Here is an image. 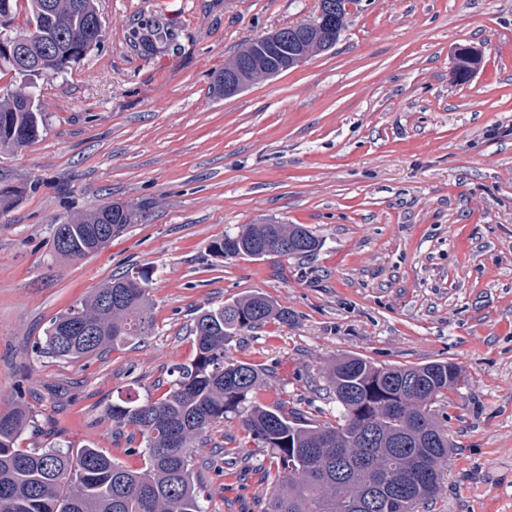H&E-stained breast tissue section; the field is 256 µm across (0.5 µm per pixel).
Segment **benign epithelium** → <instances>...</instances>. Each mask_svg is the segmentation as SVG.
Here are the masks:
<instances>
[{"label": "benign epithelium", "instance_id": "obj_1", "mask_svg": "<svg viewBox=\"0 0 512 512\" xmlns=\"http://www.w3.org/2000/svg\"><path fill=\"white\" fill-rule=\"evenodd\" d=\"M333 21L331 15L321 11L312 21L297 25L295 37L291 39L279 38L272 33L253 40L248 62L231 67L224 73V98L241 93L257 79L272 78L302 65L315 51L331 48L329 44H319V39Z\"/></svg>", "mask_w": 512, "mask_h": 512}]
</instances>
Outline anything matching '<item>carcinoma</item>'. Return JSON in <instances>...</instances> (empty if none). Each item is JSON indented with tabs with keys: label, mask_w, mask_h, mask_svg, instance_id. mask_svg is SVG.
<instances>
[{
	"label": "carcinoma",
	"mask_w": 512,
	"mask_h": 512,
	"mask_svg": "<svg viewBox=\"0 0 512 512\" xmlns=\"http://www.w3.org/2000/svg\"><path fill=\"white\" fill-rule=\"evenodd\" d=\"M333 7L334 40L346 26L345 0H319ZM26 12L25 59L0 52V71L20 77L22 90L0 95V148L34 142L44 126L36 100L37 79L68 70L101 42L96 0H0V31ZM138 46L145 53L163 38L164 27L147 23ZM143 214V206L109 203L78 219L55 225L68 243L58 254L79 259L106 248ZM319 240L301 224H242L212 245L222 257H307ZM146 268L127 270L50 324L42 353L57 359L99 355L140 343L154 327ZM271 319L288 321V309L256 292L201 310L191 332L196 355L174 367L162 397L112 405V426L130 427L144 447L130 452L144 467L130 469L100 448L52 445L19 450L16 441L32 422L17 405L0 413V488L10 499L0 512H206L193 477L196 447L206 433L238 421L248 440L271 452L276 471L264 512H414L442 495L440 470L453 444L437 414L450 394L465 385L448 361L378 365L344 355L326 372L336 419L320 422L303 411L257 401L266 368L224 361L227 342Z\"/></svg>",
	"instance_id": "obj_1"
}]
</instances>
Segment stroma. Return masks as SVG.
<instances>
[{
	"mask_svg": "<svg viewBox=\"0 0 512 512\" xmlns=\"http://www.w3.org/2000/svg\"><path fill=\"white\" fill-rule=\"evenodd\" d=\"M319 0H98L103 38L41 82L47 122L0 149V411L26 404L19 449H104L132 469L113 404L159 398L193 360L201 309L262 292L291 319L230 342L264 365L261 402L331 419L325 371L443 359L469 384L439 418L454 449L444 493L417 512H512V0H358L329 50L231 98L214 76L252 40L300 24ZM157 20L172 38L143 53ZM482 65L458 81L455 53ZM144 206L101 252L57 254L55 225L100 204ZM302 224L309 257H217L242 224ZM146 267L155 325L144 342L78 360L42 354L51 321L112 275ZM195 455L208 512H261L270 454Z\"/></svg>",
	"mask_w": 512,
	"mask_h": 512,
	"instance_id": "35a3bbf8",
	"label": "stroma"
}]
</instances>
